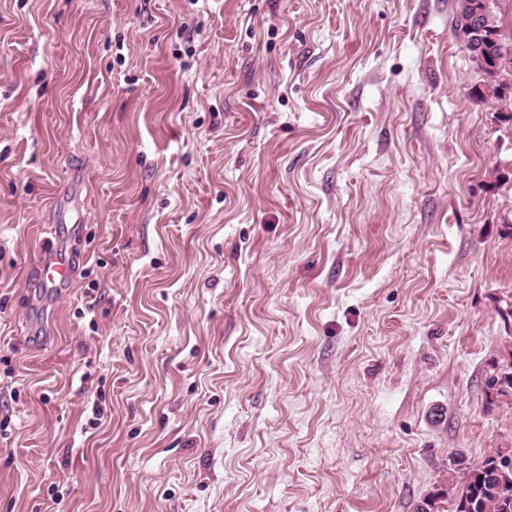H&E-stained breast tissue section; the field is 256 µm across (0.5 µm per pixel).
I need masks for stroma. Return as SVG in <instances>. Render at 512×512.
<instances>
[{
	"label": "stroma",
	"instance_id": "35a3bbf8",
	"mask_svg": "<svg viewBox=\"0 0 512 512\" xmlns=\"http://www.w3.org/2000/svg\"><path fill=\"white\" fill-rule=\"evenodd\" d=\"M453 6L0 0V512H415L512 447V120ZM37 267L44 286L57 288L71 281L73 267L69 257L57 254L53 245L46 244L41 248ZM489 389L495 391V399L489 400L488 404H494L498 400H510L512 402V360L505 359L498 373L489 382Z\"/></svg>",
	"mask_w": 512,
	"mask_h": 512
}]
</instances>
